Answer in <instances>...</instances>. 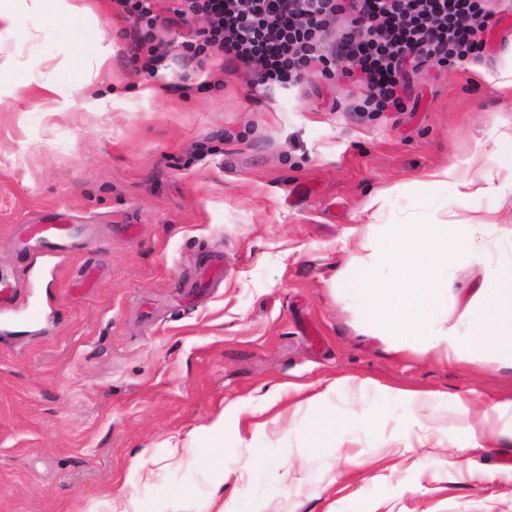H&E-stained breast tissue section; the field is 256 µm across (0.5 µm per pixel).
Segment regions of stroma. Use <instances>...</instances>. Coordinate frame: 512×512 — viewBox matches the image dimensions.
<instances>
[{
    "instance_id": "stroma-1",
    "label": "stroma",
    "mask_w": 512,
    "mask_h": 512,
    "mask_svg": "<svg viewBox=\"0 0 512 512\" xmlns=\"http://www.w3.org/2000/svg\"><path fill=\"white\" fill-rule=\"evenodd\" d=\"M78 3L71 18L17 13L0 40V62L18 61L0 73V268L19 287L0 313V512H109L120 489L144 512H512V443L471 449L456 413L464 401L476 422L511 398L512 369L395 350L331 284L377 195L375 226L481 217L478 243L512 256V197L421 184L496 145L512 173V90L497 85L512 33L420 66L407 111L367 118L356 85L320 67L265 90L223 52L189 57L199 16L156 28L167 59L148 75L115 0ZM101 35L112 56L87 85L72 46ZM47 209L88 234L17 252L14 225ZM448 279L450 328L481 268L463 258ZM290 383L335 415L329 449L308 447L314 410H288ZM390 387L433 393L426 447L406 449ZM271 402L282 416L254 431Z\"/></svg>"
}]
</instances>
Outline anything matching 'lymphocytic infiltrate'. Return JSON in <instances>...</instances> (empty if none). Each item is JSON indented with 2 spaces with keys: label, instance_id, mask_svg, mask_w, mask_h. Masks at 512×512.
<instances>
[{
  "label": "lymphocytic infiltrate",
  "instance_id": "obj_1",
  "mask_svg": "<svg viewBox=\"0 0 512 512\" xmlns=\"http://www.w3.org/2000/svg\"><path fill=\"white\" fill-rule=\"evenodd\" d=\"M132 24L134 54H146L155 74L164 55L154 44L153 0H116ZM505 0H180V20L206 25L185 48L205 57L219 48L252 73L253 85L287 86L310 65L340 69L360 89L355 112H402L409 68L448 66L477 57ZM339 22L326 44L324 31Z\"/></svg>",
  "mask_w": 512,
  "mask_h": 512
}]
</instances>
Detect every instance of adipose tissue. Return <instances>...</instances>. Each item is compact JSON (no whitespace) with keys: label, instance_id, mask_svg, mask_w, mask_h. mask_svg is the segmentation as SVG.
Returning a JSON list of instances; mask_svg holds the SVG:
<instances>
[{"label":"adipose tissue","instance_id":"1","mask_svg":"<svg viewBox=\"0 0 512 512\" xmlns=\"http://www.w3.org/2000/svg\"><path fill=\"white\" fill-rule=\"evenodd\" d=\"M32 14L54 12L75 16L72 0H0V39L12 31L16 9ZM477 168L446 165L425 175L424 184L455 182L463 196L503 201L512 195V179L500 180L494 170L496 151H482ZM478 223L444 220L438 224H392L386 233L381 264L394 275L378 278L372 262L347 261L333 286L357 303L369 327L381 330L395 349L413 346L467 364L494 363L512 369V259L482 266V282L472 289L461 314L460 328L443 329L436 322L433 299L451 291L448 266L465 244L473 243ZM483 427L468 426L475 441L496 436L512 441V399L491 402Z\"/></svg>","mask_w":512,"mask_h":512}]
</instances>
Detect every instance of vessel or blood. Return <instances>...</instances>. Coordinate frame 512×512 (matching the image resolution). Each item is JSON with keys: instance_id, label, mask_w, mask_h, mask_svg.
Here are the masks:
<instances>
[{"instance_id": "obj_1", "label": "vessel or blood", "mask_w": 512, "mask_h": 512, "mask_svg": "<svg viewBox=\"0 0 512 512\" xmlns=\"http://www.w3.org/2000/svg\"><path fill=\"white\" fill-rule=\"evenodd\" d=\"M85 231V225L72 223L67 213L50 211L37 223L27 225L24 233L15 235L14 246L22 253L55 255L67 251Z\"/></svg>"}]
</instances>
